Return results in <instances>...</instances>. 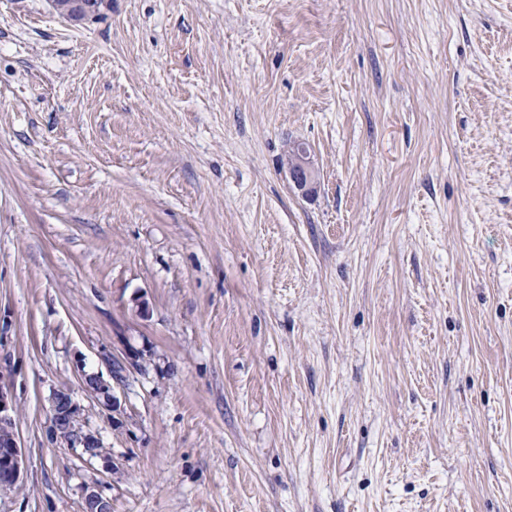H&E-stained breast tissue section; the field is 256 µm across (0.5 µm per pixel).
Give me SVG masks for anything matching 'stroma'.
Segmentation results:
<instances>
[{
	"mask_svg": "<svg viewBox=\"0 0 512 512\" xmlns=\"http://www.w3.org/2000/svg\"><path fill=\"white\" fill-rule=\"evenodd\" d=\"M0 381V512H512V0H0ZM57 13L65 17L66 13L71 12L73 0H55ZM94 0H76L74 10L67 18L71 22H82L92 18L95 14ZM289 179L295 188L308 196L317 188V178L306 146H296L292 163L288 165ZM14 411L11 387L0 382V491L17 487L24 471L25 456L14 429ZM80 406L73 400L72 394L65 390H56L51 398V414L48 432L52 441L63 440L70 448H83L94 451L99 448V439L85 430L80 423Z\"/></svg>",
	"mask_w": 512,
	"mask_h": 512,
	"instance_id": "obj_1",
	"label": "stroma"
}]
</instances>
